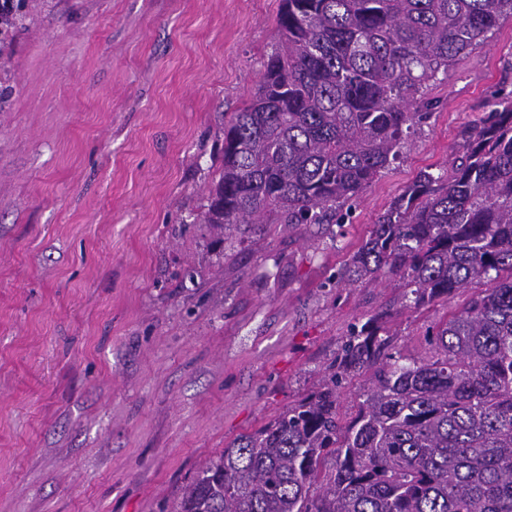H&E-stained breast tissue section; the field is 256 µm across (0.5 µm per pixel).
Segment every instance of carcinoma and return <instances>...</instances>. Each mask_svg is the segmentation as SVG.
I'll use <instances>...</instances> for the list:
<instances>
[{"label": "carcinoma", "mask_w": 512, "mask_h": 512, "mask_svg": "<svg viewBox=\"0 0 512 512\" xmlns=\"http://www.w3.org/2000/svg\"><path fill=\"white\" fill-rule=\"evenodd\" d=\"M0 13V36L26 19ZM512 0H282L280 40L250 103L224 125L203 223L343 224L437 102L427 84L486 43ZM401 275L409 306H465L403 361L382 317L355 328L337 372L236 438L183 488L176 512H512V89L422 171L338 274ZM369 375L356 415L339 377Z\"/></svg>", "instance_id": "cac0c4a2"}]
</instances>
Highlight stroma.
<instances>
[{"label":"stroma","instance_id":"1","mask_svg":"<svg viewBox=\"0 0 512 512\" xmlns=\"http://www.w3.org/2000/svg\"><path fill=\"white\" fill-rule=\"evenodd\" d=\"M281 0H35L0 53V512H174L199 467L319 387L376 312L397 351L467 298L414 309L338 281L377 216L449 163L512 83V18L430 86L437 109L342 225L199 218L279 42Z\"/></svg>","mask_w":512,"mask_h":512}]
</instances>
